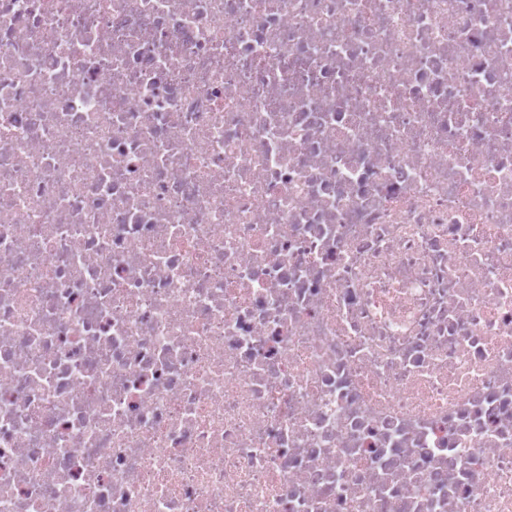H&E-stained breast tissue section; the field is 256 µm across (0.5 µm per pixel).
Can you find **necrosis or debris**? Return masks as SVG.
<instances>
[{
	"mask_svg": "<svg viewBox=\"0 0 512 512\" xmlns=\"http://www.w3.org/2000/svg\"><path fill=\"white\" fill-rule=\"evenodd\" d=\"M0 512H512V0H0Z\"/></svg>",
	"mask_w": 512,
	"mask_h": 512,
	"instance_id": "1",
	"label": "necrosis or debris"
}]
</instances>
